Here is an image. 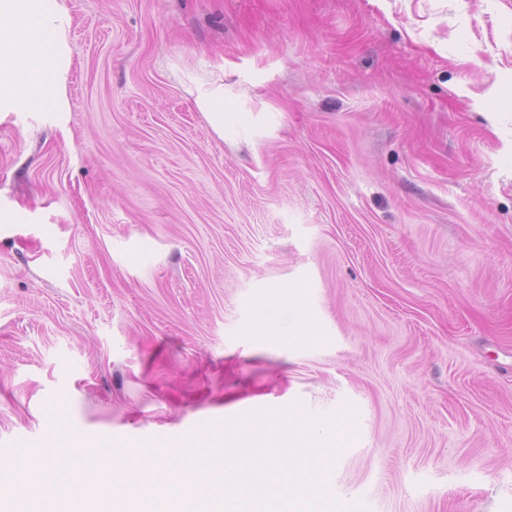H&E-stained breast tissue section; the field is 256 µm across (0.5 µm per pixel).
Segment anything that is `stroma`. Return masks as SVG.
Masks as SVG:
<instances>
[{"label":"stroma","instance_id":"35a3bbf8","mask_svg":"<svg viewBox=\"0 0 512 512\" xmlns=\"http://www.w3.org/2000/svg\"><path fill=\"white\" fill-rule=\"evenodd\" d=\"M59 2L67 111L0 116V453L118 493L348 400L343 503L512 512V0ZM198 109L205 112L216 131L224 129V88L223 86L197 90L195 99Z\"/></svg>","mask_w":512,"mask_h":512}]
</instances>
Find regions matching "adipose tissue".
<instances>
[{
	"label": "adipose tissue",
	"mask_w": 512,
	"mask_h": 512,
	"mask_svg": "<svg viewBox=\"0 0 512 512\" xmlns=\"http://www.w3.org/2000/svg\"><path fill=\"white\" fill-rule=\"evenodd\" d=\"M69 17L58 0H0V112H64Z\"/></svg>",
	"instance_id": "adipose-tissue-1"
}]
</instances>
